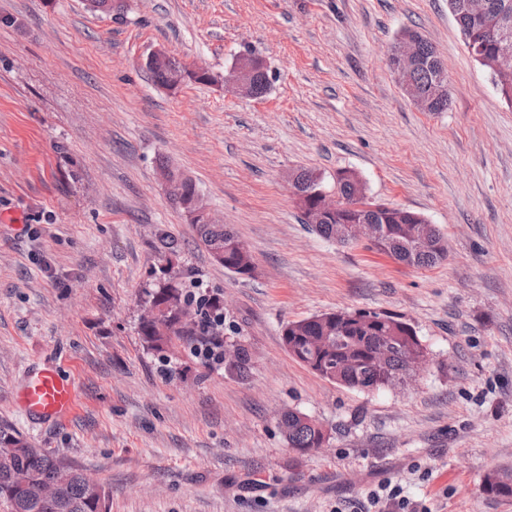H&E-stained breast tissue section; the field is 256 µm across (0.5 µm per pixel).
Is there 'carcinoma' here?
I'll return each mask as SVG.
<instances>
[{"instance_id":"obj_1","label":"carcinoma","mask_w":512,"mask_h":512,"mask_svg":"<svg viewBox=\"0 0 512 512\" xmlns=\"http://www.w3.org/2000/svg\"><path fill=\"white\" fill-rule=\"evenodd\" d=\"M485 8L473 12L467 7V0H448L452 13L465 45L475 48L473 59L490 75L500 96L512 104V70L496 69L501 47L499 27L503 18L512 21V0H484ZM128 9L127 0H95V12L121 17ZM403 37H414L418 42L419 59L411 73L415 94L426 106L423 112H445L448 110L449 92L442 91L448 83L436 46L417 31H406ZM184 69L179 62L168 59L164 65L148 70L151 81L162 87L167 85L173 71ZM159 168L169 172L173 190L168 193L170 201L180 210H185L191 199L199 193L197 183L180 168L162 161ZM294 193L308 194L323 189L320 176L311 170L295 174ZM336 189L343 210L336 219L326 224H316L310 229L321 237L336 241L339 225L366 219L375 224H399L405 216L395 207L370 200L366 186L359 176L350 170L336 173ZM199 242L211 256L225 254L224 269L241 277L245 272L241 266L250 261L243 254L226 251L227 244L237 238L233 229L219 221L196 218L191 221ZM392 256L409 266L417 268L434 267L448 256V247L442 250H415L406 242L397 241L392 247ZM173 307L184 305L196 309L195 318L179 326L175 317L162 316L150 326L139 327L144 347L162 353L174 340H181L194 349L209 354L225 346L214 332V326L226 318L224 307L214 298L195 299L192 294L177 287L170 293ZM387 320L362 330L346 326L336 319L311 316L287 324L283 331L284 345H292V356L309 367L316 354L313 346L324 342L329 353L343 358L347 366L335 383L360 391H379L391 388L404 380L408 373V360L412 356L426 353L416 329L401 322V317L386 314ZM387 351L386 367L382 369L369 365L372 352ZM237 361L226 368L240 375L250 369V355L243 348H237ZM278 425L285 436L288 447L301 454L317 447L321 438L320 424L298 411L281 414ZM485 491L512 496V480L495 474L485 478ZM106 492L97 482L89 480L82 472L64 461L63 458L32 446L12 427L0 424V505L7 512H103Z\"/></svg>"}]
</instances>
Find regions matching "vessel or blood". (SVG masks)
Segmentation results:
<instances>
[{"instance_id":"b4317fda","label":"vessel or blood","mask_w":512,"mask_h":512,"mask_svg":"<svg viewBox=\"0 0 512 512\" xmlns=\"http://www.w3.org/2000/svg\"><path fill=\"white\" fill-rule=\"evenodd\" d=\"M76 388L52 368L34 373L19 392V403L24 413L38 420H62L70 416L76 406Z\"/></svg>"}]
</instances>
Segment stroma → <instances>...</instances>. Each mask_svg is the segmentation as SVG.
<instances>
[{
    "label": "stroma",
    "mask_w": 512,
    "mask_h": 512,
    "mask_svg": "<svg viewBox=\"0 0 512 512\" xmlns=\"http://www.w3.org/2000/svg\"><path fill=\"white\" fill-rule=\"evenodd\" d=\"M0 0V424L108 494V512H361L384 482L408 512H512V105L466 49L448 0ZM419 31L448 75L447 111H420L388 67ZM223 76L244 49L270 64L260 98L158 87L155 48ZM166 157L252 251L215 262L157 178ZM354 171L369 198L438 225L448 258L416 268L299 220L290 172ZM174 239L176 252L159 244ZM222 298L247 376L138 333L162 273ZM401 315L428 363L404 389L324 379L285 348L287 323L336 311ZM53 367L77 404L35 423L18 404ZM329 439L306 456L277 419ZM278 425L289 448L301 454H305L308 448H312L311 452L319 449L317 444L321 438V425L306 414L289 410L281 414Z\"/></svg>",
    "instance_id": "obj_1"
}]
</instances>
